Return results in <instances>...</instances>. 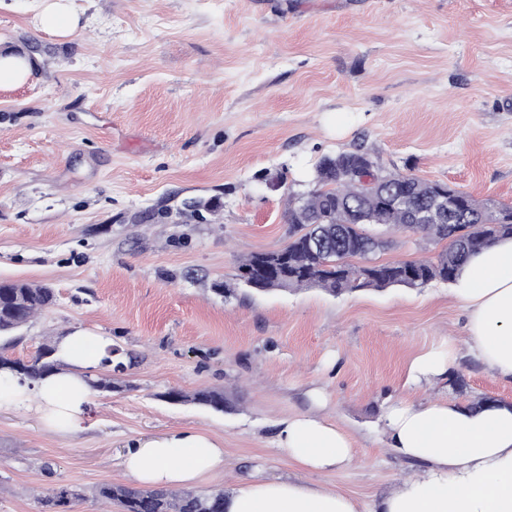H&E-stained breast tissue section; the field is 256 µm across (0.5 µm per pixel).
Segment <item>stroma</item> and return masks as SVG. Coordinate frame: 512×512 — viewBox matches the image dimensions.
Returning <instances> with one entry per match:
<instances>
[{
    "label": "stroma",
    "mask_w": 512,
    "mask_h": 512,
    "mask_svg": "<svg viewBox=\"0 0 512 512\" xmlns=\"http://www.w3.org/2000/svg\"><path fill=\"white\" fill-rule=\"evenodd\" d=\"M45 3L0 0V52L38 73L0 86V281L56 293L7 352L110 337L114 389L68 433L0 408V512H38L36 493L61 486L84 494L68 512H99L127 447L175 429L224 445L195 490L304 478L373 512L421 473L387 445L390 405L512 403V381L468 357L451 284L215 292L241 257L287 244L288 195L327 154L360 147L512 204V0H68V34L43 28ZM190 198L215 213L184 212ZM451 347L445 378L411 381L417 355ZM172 389L223 391L224 410L169 403ZM315 389L355 452L307 476L274 439Z\"/></svg>",
    "instance_id": "35a3bbf8"
}]
</instances>
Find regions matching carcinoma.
<instances>
[{"instance_id":"carcinoma-1","label":"carcinoma","mask_w":512,"mask_h":512,"mask_svg":"<svg viewBox=\"0 0 512 512\" xmlns=\"http://www.w3.org/2000/svg\"><path fill=\"white\" fill-rule=\"evenodd\" d=\"M448 196V215L436 224L420 223L417 214L439 191ZM388 192L404 198V206H384ZM290 225L288 244L279 250L254 252L238 265L236 276L257 291L318 287L339 296L360 289L423 288L433 281L453 283L474 253L512 238V206L481 201L447 183L412 173L383 169L362 148L327 155L315 168L310 189L294 194L284 214ZM419 235L427 242H446L434 258L370 262L390 241L370 234L366 226ZM55 292L45 284L0 281V339L12 337L35 316L50 308ZM54 347L45 345L27 360L0 348V372L5 376L39 379L57 370ZM171 402L192 401L224 410V392L211 389L191 394L172 389ZM82 494L60 488L36 497L40 512H56ZM96 501L117 504L121 512H224V490L198 492L190 488H140L106 483Z\"/></svg>"}]
</instances>
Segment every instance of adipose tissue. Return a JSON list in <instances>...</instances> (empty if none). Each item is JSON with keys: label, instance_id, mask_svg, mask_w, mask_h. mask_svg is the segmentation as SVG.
Listing matches in <instances>:
<instances>
[{"label": "adipose tissue", "instance_id": "obj_1", "mask_svg": "<svg viewBox=\"0 0 512 512\" xmlns=\"http://www.w3.org/2000/svg\"><path fill=\"white\" fill-rule=\"evenodd\" d=\"M468 315L470 358L490 375L512 381V240L465 264L455 288ZM110 339L84 333L59 337V370L37 380H14L0 407L37 412L52 430L79 427L90 396L87 374L108 355ZM388 446L421 465L375 506V512H512V406L473 412L445 398L398 402L384 416ZM278 449L306 473L347 467L354 455L349 436L316 412L280 421ZM124 473L139 485L183 487L223 470L224 448L209 435L182 429L140 439L123 457ZM225 512H359L343 494L308 482L246 479L226 495Z\"/></svg>", "mask_w": 512, "mask_h": 512}]
</instances>
